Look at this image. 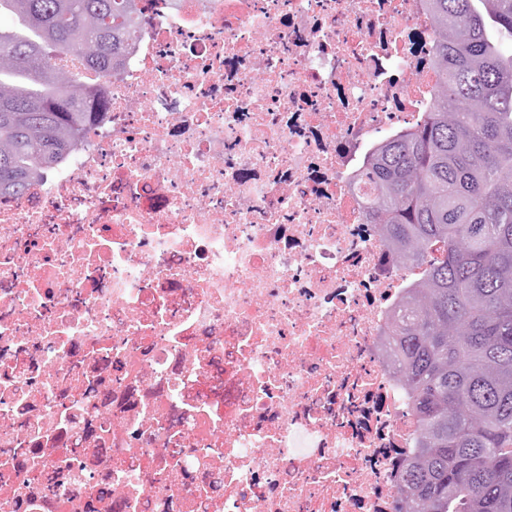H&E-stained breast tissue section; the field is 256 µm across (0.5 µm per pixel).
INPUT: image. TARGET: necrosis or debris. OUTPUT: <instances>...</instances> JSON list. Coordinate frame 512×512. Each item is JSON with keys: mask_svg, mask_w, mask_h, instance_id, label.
Returning <instances> with one entry per match:
<instances>
[{"mask_svg": "<svg viewBox=\"0 0 512 512\" xmlns=\"http://www.w3.org/2000/svg\"><path fill=\"white\" fill-rule=\"evenodd\" d=\"M106 117L0 198V512H395L398 269L359 179L426 0H139Z\"/></svg>", "mask_w": 512, "mask_h": 512, "instance_id": "necrosis-or-debris-1", "label": "necrosis or debris"}]
</instances>
